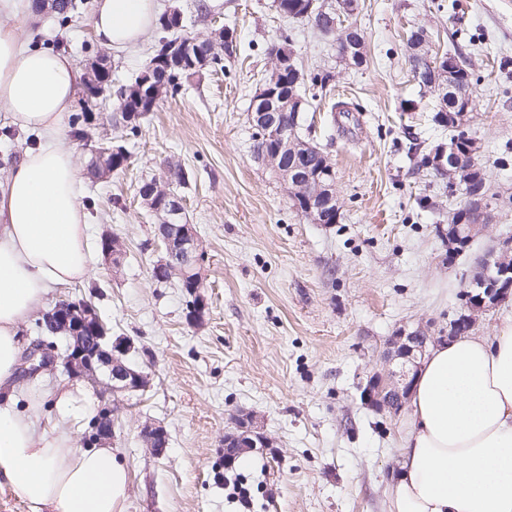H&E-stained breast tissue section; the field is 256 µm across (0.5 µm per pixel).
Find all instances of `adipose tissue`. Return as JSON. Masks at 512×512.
<instances>
[{"label": "adipose tissue", "mask_w": 512, "mask_h": 512, "mask_svg": "<svg viewBox=\"0 0 512 512\" xmlns=\"http://www.w3.org/2000/svg\"><path fill=\"white\" fill-rule=\"evenodd\" d=\"M159 12L158 0H93L91 22L98 43L119 53L144 40ZM39 21L34 0H0V108L8 125L38 136L0 177V483L28 512H126L117 449L76 441L91 392L17 379L29 320L53 290L94 271L82 172L62 142L85 73L22 36ZM47 401L53 424L40 431L32 413ZM409 402L388 512H512V324L434 346Z\"/></svg>", "instance_id": "obj_1"}]
</instances>
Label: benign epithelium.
Masks as SVG:
<instances>
[{
  "label": "benign epithelium",
  "mask_w": 512,
  "mask_h": 512,
  "mask_svg": "<svg viewBox=\"0 0 512 512\" xmlns=\"http://www.w3.org/2000/svg\"><path fill=\"white\" fill-rule=\"evenodd\" d=\"M329 11L336 15L337 20L329 25L328 30L338 34L336 50L346 62L355 66L362 59L360 53V30L351 19L357 12V0H337L336 5L320 4L315 10H307L292 19L303 20L312 12ZM414 38L421 40L419 45L409 46L410 54L426 52V61L432 75L451 76L454 61L447 56L434 55L429 52L427 31H419ZM277 52L273 54L275 69L283 71L295 68V53L290 43L283 39L276 43ZM214 62L213 53L205 52L200 46V39L180 37L176 40H165L157 51L151 67L140 74L137 89L149 98L152 106L162 95L165 80L174 71H203ZM91 83L84 92L83 109L93 112L98 108V99L105 92H112V69L106 63L93 65L90 71ZM303 101L295 96L280 93L275 84L262 80L260 87L252 97L248 111L252 127L271 136L276 143L274 153L265 157L274 168V172L284 181L291 184L294 192L307 201L304 209L309 216H319L315 223L324 224L327 216L339 213V199L336 194V179L332 166L313 171L301 161L297 151L294 133L280 122V114L288 108L300 111ZM459 136L455 143L445 146L439 144L430 152L431 164L435 167L458 171L465 174L472 172L467 167L468 158L479 151L476 140L467 130V120L456 123ZM86 146L93 156L92 164L106 165L108 160H120L126 156L123 146L114 144L111 129L105 126L96 127V132L89 135ZM465 204L475 213L494 212L499 203L488 199L484 191L485 174L474 178H466ZM162 196L159 205L161 222L158 224L164 256L157 267L168 272L169 277L185 281L188 270L195 267L201 257L194 231L189 224L181 223L183 214L177 197L161 188L157 183H150V189L142 192L145 198ZM486 228L484 224H463L460 219L448 220V253L453 255L466 247L476 231ZM101 252L104 259L118 266L123 258L121 242L104 234L101 238ZM494 260L496 273H486V264H480L473 278L464 283L459 293L460 308L455 318L448 323V337L454 338L469 332L475 325L479 314L512 298V242L504 241L500 250L490 254ZM200 280L191 279L189 293L194 302L189 306L186 319L192 324L201 321L205 310L203 296L199 293ZM47 328L53 334H62L66 338L63 352L53 348L44 349L39 341L32 343L26 352L22 364V376L28 377L37 372L47 370L60 363L71 375L82 377L95 387H102L114 394L126 395L131 392L143 391L150 385V377L142 370H136L124 363V358L133 348V343L124 339H112L111 329L101 319L95 307L83 299L63 300L54 310L44 317ZM430 337L420 330L409 334L402 332L392 338L389 346L396 349L400 356L410 357L414 352L425 349ZM411 383L400 389L389 378L375 372L367 380L362 391L365 404L379 411L392 414L401 412L403 399L408 395ZM235 430L224 436V447L270 448L272 442L263 433L256 430L253 416L238 415L234 417ZM146 446L154 454L160 456L167 445V431L164 427L147 424L142 428Z\"/></svg>",
  "instance_id": "benign-epithelium-1"
}]
</instances>
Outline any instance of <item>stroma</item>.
<instances>
[{"label":"stroma","instance_id":"stroma-1","mask_svg":"<svg viewBox=\"0 0 512 512\" xmlns=\"http://www.w3.org/2000/svg\"><path fill=\"white\" fill-rule=\"evenodd\" d=\"M179 8L186 34L205 38L234 28L237 53L224 70L203 73L163 97L127 135L116 101L92 117L111 126L126 166L100 180L84 177L93 240L117 236L120 267L96 259L85 283L55 291L52 302L83 298L116 336L130 337L129 366L150 387L132 397L96 394L95 409L116 401L118 448L130 475L127 512H388L385 483L397 468L408 414L364 404L368 376L397 367L387 356L398 332L447 335L459 293L476 258L512 238V0H358L366 62L336 54V38L281 17L273 0H160ZM92 0L59 24L44 9L40 42L89 69L108 57L115 84L132 83L164 36L154 28L121 53H106L91 24ZM424 28L431 50L464 59L473 73L471 134L486 185L503 206L468 247L449 254L446 179L421 165L447 142L433 117L438 97L410 77L406 39ZM287 35L299 68L330 74L309 100L300 134L328 157L340 215L313 224L295 209L287 185L253 151L247 108L271 67L269 48ZM187 169L174 192L182 220L205 252L207 308L188 323V297L151 270L161 256L156 219L140 187L164 181L168 162ZM253 413L272 448L251 463L225 464L233 417ZM164 426L168 446L155 456L145 423ZM242 479L249 506L232 500L228 479Z\"/></svg>","mask_w":512,"mask_h":512}]
</instances>
